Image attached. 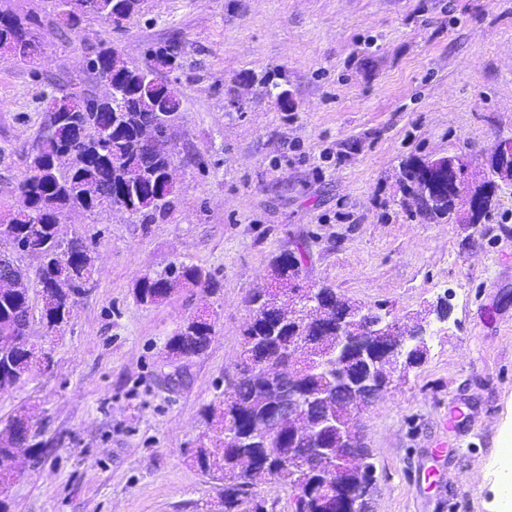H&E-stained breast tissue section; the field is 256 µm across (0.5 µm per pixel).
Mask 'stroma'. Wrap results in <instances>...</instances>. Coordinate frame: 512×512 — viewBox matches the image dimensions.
<instances>
[{
  "label": "stroma",
  "mask_w": 512,
  "mask_h": 512,
  "mask_svg": "<svg viewBox=\"0 0 512 512\" xmlns=\"http://www.w3.org/2000/svg\"><path fill=\"white\" fill-rule=\"evenodd\" d=\"M49 10L0 0V12L37 18L42 44L37 64L0 58V217L16 206L47 99L105 94L85 65L101 48L142 66L174 38L177 193L146 224L64 212L65 231L93 244L94 286L56 334L31 321L51 366L0 392V427L26 408L48 443L9 489L14 512H219L221 485L191 459L215 434L202 411L238 361L248 296L299 248L303 285L404 328L438 299L451 308L423 361L358 418L378 479L372 512H512L498 468L512 448V182L473 228L410 212L400 175L411 156L475 172L512 138V0H144L123 31L87 19L64 41ZM180 262L220 291L136 302L140 277ZM203 311L208 349L173 357L169 338Z\"/></svg>",
  "instance_id": "stroma-1"
}]
</instances>
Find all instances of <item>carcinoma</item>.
I'll return each mask as SVG.
<instances>
[{"instance_id": "1", "label": "carcinoma", "mask_w": 512, "mask_h": 512, "mask_svg": "<svg viewBox=\"0 0 512 512\" xmlns=\"http://www.w3.org/2000/svg\"><path fill=\"white\" fill-rule=\"evenodd\" d=\"M57 9V30L63 39L78 28L86 18L107 23L127 19L138 12L142 0H83L84 7L77 14L65 13L68 0H54ZM40 50L34 22L13 14L0 18V50L14 52L20 46ZM181 58V43L172 39L150 54L143 67L130 66L120 57L98 51L93 58L103 73H110L121 94L112 101L81 91L87 103L84 112H69L67 120L84 131L76 137L61 128L54 135L43 131L28 153L27 174L18 185L15 210L5 215L0 224V277L26 282L21 290L0 288V391L13 387L35 372L50 368L48 353L35 342L25 339V328L32 320L35 300L41 298L45 286L61 279L69 283L66 292L55 296L51 303H42L40 319L48 332L54 333L71 319L78 299L88 292L92 276L93 256L85 239L63 236L60 216L64 211L81 206L89 212L109 207L112 202L130 206L131 213L146 218L166 211L172 204L176 187L166 181L171 157L162 150L148 153L141 145L144 123L152 117L150 108L161 95L179 96L169 81L158 78V72H173L168 57ZM124 160L115 166L113 157ZM418 158L401 162L400 174L404 190L418 200L421 212L431 221H442L452 214L455 189H443L429 194L421 186L422 173ZM98 185L99 195L90 200L82 197L86 184ZM45 245L48 261L30 277L23 264L19 246ZM274 281L297 279L301 260L288 252L273 262ZM199 288L214 294L220 288L211 272L194 264L174 265L160 277L143 276L136 282L133 294L143 305L158 304L180 288ZM251 320L243 332L238 363L229 396L206 406L203 415L220 434L237 432L244 439L232 448L224 446V438L214 443H200L195 455L198 468L222 486L224 512H241L243 489L247 480L227 485L224 483V463L238 455H247L260 461H269L267 478L273 483H284L292 492L309 490L302 500L300 512H321L320 501L332 499L335 512H342L343 493L336 479L347 471H354L358 462L370 457L369 449L361 446L342 451L336 468L327 475H312L298 468L293 480L278 471L277 461L293 451L289 433L270 438L263 432L262 419L275 405L272 394L263 382V373L254 372V366L263 363L281 364L283 372L300 371L299 363H290L277 345L292 335L312 337L320 332L321 319L296 323L285 318V311L275 302L267 288L254 291L248 298ZM214 334V322L204 315L191 317L179 326L167 342L169 352L184 357L204 352ZM34 416L26 410L13 415L0 429V512H12L13 502L8 495L9 484L15 480L13 470L14 448H28L30 458L37 459L46 452V444L37 440Z\"/></svg>"}]
</instances>
